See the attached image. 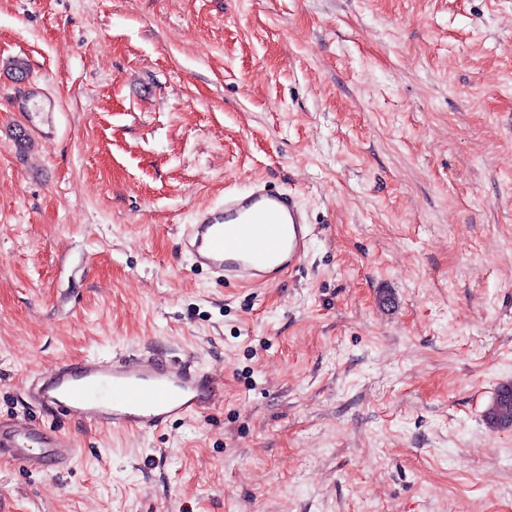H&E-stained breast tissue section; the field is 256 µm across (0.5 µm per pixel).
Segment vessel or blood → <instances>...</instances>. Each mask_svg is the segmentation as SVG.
<instances>
[{
    "label": "vessel or blood",
    "mask_w": 512,
    "mask_h": 512,
    "mask_svg": "<svg viewBox=\"0 0 512 512\" xmlns=\"http://www.w3.org/2000/svg\"><path fill=\"white\" fill-rule=\"evenodd\" d=\"M41 121L33 129L53 135L56 101L39 84L27 91ZM308 221L295 193L256 184L196 211L180 249L196 266L233 284L272 283L297 265L308 248ZM223 383L193 360L134 350L118 357L59 362L33 380L31 400L81 423L142 431L203 412L221 400ZM74 440L30 425L0 423V456L28 467L67 468L79 455Z\"/></svg>",
    "instance_id": "b4317fda"
}]
</instances>
